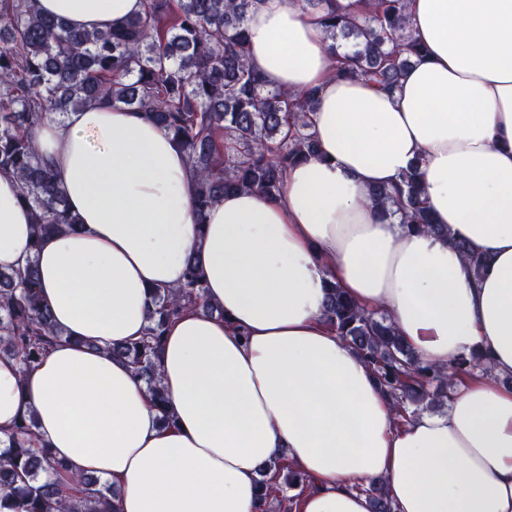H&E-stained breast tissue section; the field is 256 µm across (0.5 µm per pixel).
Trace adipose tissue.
<instances>
[{
  "label": "adipose tissue",
  "mask_w": 512,
  "mask_h": 512,
  "mask_svg": "<svg viewBox=\"0 0 512 512\" xmlns=\"http://www.w3.org/2000/svg\"><path fill=\"white\" fill-rule=\"evenodd\" d=\"M37 5L105 31L143 0ZM320 16L292 0L248 15L264 84L316 95L317 151L276 197L232 192L198 218L172 134L108 101L32 132L76 229L34 242L18 180L0 172V270L35 263L65 334L29 369L0 356V441L34 416L39 446L117 487L116 512H262L257 480L278 460L313 484L300 512H370L355 486L379 479L396 512H512V0H408L425 53L390 92L337 75ZM414 166L447 236L368 201ZM460 241L488 267L468 269ZM192 255L208 306L167 327L160 410L110 349L144 335ZM332 282L423 362L479 351L488 370L456 379L444 412L398 424L325 318Z\"/></svg>",
  "instance_id": "1"
}]
</instances>
